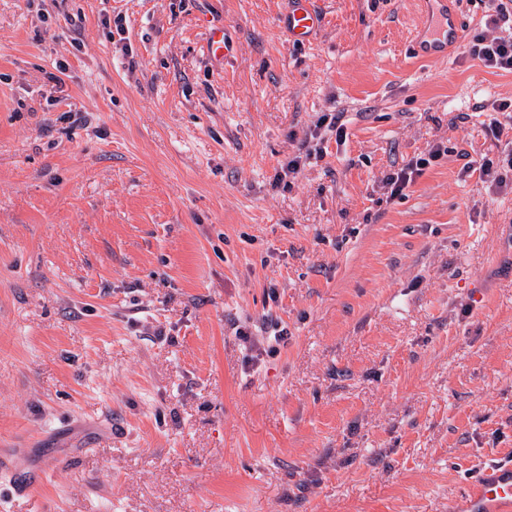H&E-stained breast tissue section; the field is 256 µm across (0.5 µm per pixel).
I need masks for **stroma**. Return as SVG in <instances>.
<instances>
[{"mask_svg":"<svg viewBox=\"0 0 512 512\" xmlns=\"http://www.w3.org/2000/svg\"><path fill=\"white\" fill-rule=\"evenodd\" d=\"M316 7L0 0L6 512H455L512 457V187L463 170L512 73L417 57L419 0ZM316 0H289L286 17L288 36L293 42H309L322 25V16L313 4ZM229 44L224 37V29L213 27L208 30L206 38V52L216 63L221 64L229 53ZM343 119L344 113L341 112H336V114L329 113L321 115L316 121L313 130L310 132L309 138H305L304 140H302L297 146L294 155L288 158L287 164L282 168L283 174H279V176L276 179V183L280 184L284 182L286 177H288L289 179H295L296 175L301 170L303 161L308 159L312 155L313 151L321 153L322 150L320 148H317V142L315 145H311V143L314 142V140H323V138H321V131L335 132L337 140H340L343 137L344 133ZM447 153L448 147L438 143L429 150L428 158L411 159L403 167L390 173L385 180L390 197L404 195V191L414 181L415 176H420L431 161H436Z\"/></svg>","mask_w":512,"mask_h":512,"instance_id":"obj_1","label":"stroma"}]
</instances>
